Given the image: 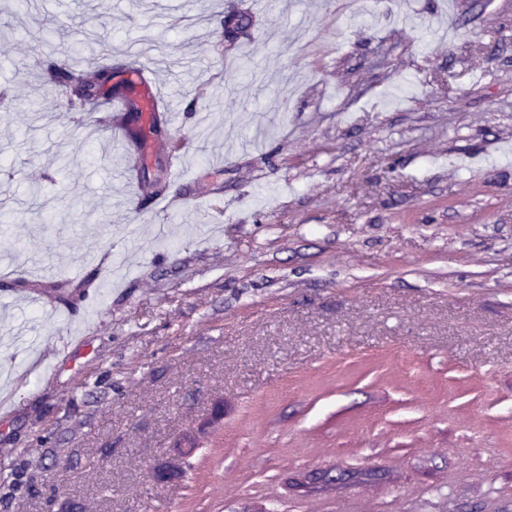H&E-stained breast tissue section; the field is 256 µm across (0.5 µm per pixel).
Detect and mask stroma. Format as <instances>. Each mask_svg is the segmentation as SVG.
<instances>
[{
	"label": "stroma",
	"instance_id": "1",
	"mask_svg": "<svg viewBox=\"0 0 512 512\" xmlns=\"http://www.w3.org/2000/svg\"><path fill=\"white\" fill-rule=\"evenodd\" d=\"M397 8L0 0V512H512V0ZM50 73L55 83L70 91V105L74 108L89 111L88 106L94 105L99 98L108 99L112 94H120L121 88H114L112 84L104 89L115 76L112 64L93 71L51 69Z\"/></svg>",
	"mask_w": 512,
	"mask_h": 512
}]
</instances>
